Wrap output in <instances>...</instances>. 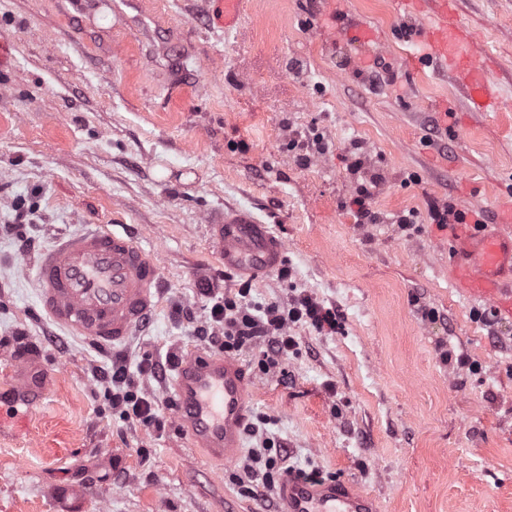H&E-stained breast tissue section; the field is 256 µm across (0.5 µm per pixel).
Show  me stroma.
<instances>
[{
  "instance_id": "stroma-1",
  "label": "stroma",
  "mask_w": 512,
  "mask_h": 512,
  "mask_svg": "<svg viewBox=\"0 0 512 512\" xmlns=\"http://www.w3.org/2000/svg\"><path fill=\"white\" fill-rule=\"evenodd\" d=\"M221 9L0 0V512H67L51 496L64 484L84 488L78 512H278L276 491L243 495L237 463L187 445L170 374L139 371L145 355L199 345L209 292L242 287L263 304L305 291L338 314L329 335L289 325L284 373L253 374L250 420L287 465L342 478L378 512H512V318L477 319L487 304L453 288L452 232L428 213L473 209L492 231L512 202V0H456L498 112L469 111L448 68L407 66L420 47L400 32L423 19L394 0H242L229 31ZM358 18L378 45L345 35ZM363 184L374 224L349 206ZM227 204L285 241L281 270L225 267L206 220ZM84 224L121 225L162 269L148 327L113 350L37 304L33 257ZM17 336L43 349L44 406L9 391ZM448 349L468 367L444 362ZM120 366L158 400L164 431L113 408L100 372Z\"/></svg>"
}]
</instances>
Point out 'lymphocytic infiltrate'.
Masks as SVG:
<instances>
[{
  "label": "lymphocytic infiltrate",
  "instance_id": "f902f5d3",
  "mask_svg": "<svg viewBox=\"0 0 512 512\" xmlns=\"http://www.w3.org/2000/svg\"><path fill=\"white\" fill-rule=\"evenodd\" d=\"M248 289L238 296H214L210 307L209 327L199 328L198 334L211 345L226 352L251 349L260 370L266 373L282 371L290 352L297 345L288 327L304 323L320 334L335 332L338 325L334 309L325 307L313 295L300 293L289 303L259 304L248 298ZM112 405L119 408L121 417L129 422L151 426L163 431L156 399L138 394L132 388L125 369L112 373ZM270 438H263L260 447L249 449L242 465L247 478L246 493L260 496L262 489L274 483L273 474L279 468L280 456L274 451Z\"/></svg>",
  "mask_w": 512,
  "mask_h": 512
}]
</instances>
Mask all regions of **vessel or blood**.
<instances>
[{
    "label": "vessel or blood",
    "instance_id": "b4317fda",
    "mask_svg": "<svg viewBox=\"0 0 512 512\" xmlns=\"http://www.w3.org/2000/svg\"><path fill=\"white\" fill-rule=\"evenodd\" d=\"M433 3L438 19L414 30V40L425 50L411 57V66L449 67L470 111H498L495 81L454 19L455 0H396V9L408 15L419 5ZM476 220L469 215L456 227L452 282L466 294L491 302L497 313L511 315L512 292L501 281L512 277V205L502 207L498 232L476 230ZM207 230L225 266L254 275L280 269L284 262L282 239L248 212L227 207L211 213ZM35 283L38 305L55 324L101 346L122 343L147 324L163 291L157 260L110 224H86L57 239L40 253ZM172 367L169 394L177 428L209 458L233 461L243 446L255 397L247 363L190 346L174 353ZM13 368L12 386L18 394L44 403L49 385L41 352L27 353ZM278 499L281 512H376L371 496L333 477L288 476L279 485Z\"/></svg>",
    "mask_w": 512,
    "mask_h": 512
}]
</instances>
